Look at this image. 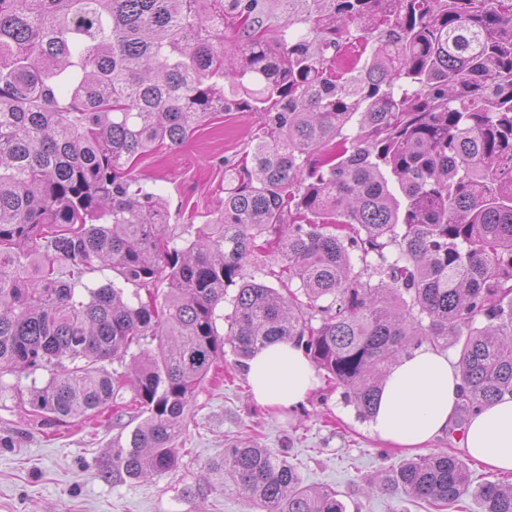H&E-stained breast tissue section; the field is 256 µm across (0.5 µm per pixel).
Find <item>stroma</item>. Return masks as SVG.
Masks as SVG:
<instances>
[{"instance_id": "stroma-1", "label": "stroma", "mask_w": 512, "mask_h": 512, "mask_svg": "<svg viewBox=\"0 0 512 512\" xmlns=\"http://www.w3.org/2000/svg\"><path fill=\"white\" fill-rule=\"evenodd\" d=\"M260 125L251 112H218L184 144L138 159L136 171L165 198L172 228L213 219L224 197L218 160L244 156ZM216 373L196 396L178 469L149 481L99 475L134 428L130 417L114 421L108 409L89 426L53 423L30 414L16 391L1 392L0 438L11 445L0 447V512H260L234 489L221 488L209 468L239 440L287 455L304 485L333 489L349 512H435L378 484L381 472L398 469L416 452L372 437L335 385L320 381L300 408L274 412L253 400L232 350Z\"/></svg>"}]
</instances>
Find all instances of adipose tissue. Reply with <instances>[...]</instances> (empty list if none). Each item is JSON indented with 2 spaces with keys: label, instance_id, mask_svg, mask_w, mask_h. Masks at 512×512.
Masks as SVG:
<instances>
[{
  "label": "adipose tissue",
  "instance_id": "obj_1",
  "mask_svg": "<svg viewBox=\"0 0 512 512\" xmlns=\"http://www.w3.org/2000/svg\"><path fill=\"white\" fill-rule=\"evenodd\" d=\"M246 377L257 403L279 409L301 404L318 383L303 349L290 342L273 343L248 360ZM461 395L460 371L447 352L421 346L386 372L369 431L399 448L426 447L455 425ZM463 446L490 470L512 472V396L471 417Z\"/></svg>",
  "mask_w": 512,
  "mask_h": 512
}]
</instances>
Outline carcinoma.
Returning a JSON list of instances; mask_svg holds the SVG:
<instances>
[{"label":"carcinoma","mask_w":512,"mask_h":512,"mask_svg":"<svg viewBox=\"0 0 512 512\" xmlns=\"http://www.w3.org/2000/svg\"><path fill=\"white\" fill-rule=\"evenodd\" d=\"M280 2L0 0V392L31 379L58 423L137 410L103 478L177 468L226 345L295 342L361 420L424 344L456 349L468 414L512 395V0ZM215 112L262 127L185 238L133 165ZM271 251L296 288L252 279ZM210 469L264 512H347L265 448ZM383 482L449 507L471 477L430 453ZM474 495L512 512V483Z\"/></svg>","instance_id":"cac0c4a2"}]
</instances>
